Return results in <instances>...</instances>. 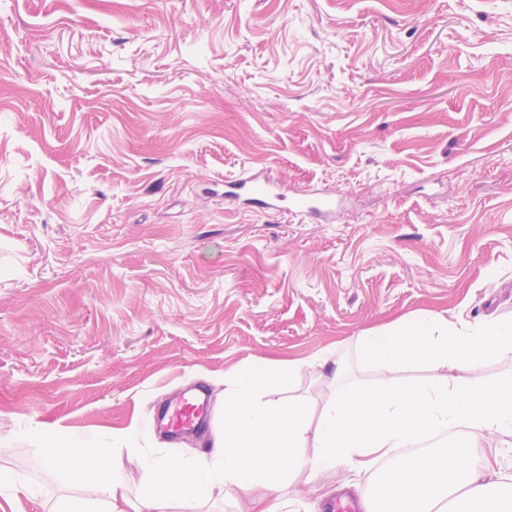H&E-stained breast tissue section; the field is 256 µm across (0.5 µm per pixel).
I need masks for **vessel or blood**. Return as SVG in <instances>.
<instances>
[{"label":"vessel or blood","instance_id":"obj_1","mask_svg":"<svg viewBox=\"0 0 512 512\" xmlns=\"http://www.w3.org/2000/svg\"><path fill=\"white\" fill-rule=\"evenodd\" d=\"M226 197L240 200L264 212L303 213L313 217L331 214L332 199L324 197H288L282 184L264 172L228 179L224 182ZM211 415L210 392L198 387L179 399L160 405L154 412L155 426L169 437L179 439L203 433Z\"/></svg>","mask_w":512,"mask_h":512}]
</instances>
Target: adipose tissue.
Masks as SVG:
<instances>
[{
    "mask_svg": "<svg viewBox=\"0 0 512 512\" xmlns=\"http://www.w3.org/2000/svg\"><path fill=\"white\" fill-rule=\"evenodd\" d=\"M353 346L360 361L387 377L371 385L347 382L337 367L313 428L306 401L284 406L264 398L310 361L271 360L231 375L224 426L203 455L140 449L132 431L113 433L107 444L53 427L29 433L43 465L67 489L48 512H167L175 502H206L255 486L266 495L250 512H288L293 499L317 493L321 473L339 467L362 486L363 512H512V492L500 493L478 476L497 456L487 435L512 436V377L480 386L465 377L485 360L512 357V320L470 326L441 316L402 319L356 336ZM410 365L429 368L432 378L397 381L396 372ZM450 430L469 437L468 450H418L421 440ZM122 447L127 455H119ZM128 458L140 474L133 489L113 478Z\"/></svg>",
    "mask_w": 512,
    "mask_h": 512,
    "instance_id": "ef3b65f1",
    "label": "adipose tissue"
}]
</instances>
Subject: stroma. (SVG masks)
<instances>
[{
	"mask_svg": "<svg viewBox=\"0 0 512 512\" xmlns=\"http://www.w3.org/2000/svg\"><path fill=\"white\" fill-rule=\"evenodd\" d=\"M270 171L336 219L258 214ZM512 318V0H0V463L27 431L171 440L156 406L400 319ZM327 363L269 389L318 418ZM224 196L242 200L248 206L263 212H296L312 217H323L334 211V201L324 197L289 198L282 184L266 172H257L247 178L224 179ZM288 204V205H287Z\"/></svg>",
	"mask_w": 512,
	"mask_h": 512,
	"instance_id": "35a3bbf8",
	"label": "stroma"
}]
</instances>
